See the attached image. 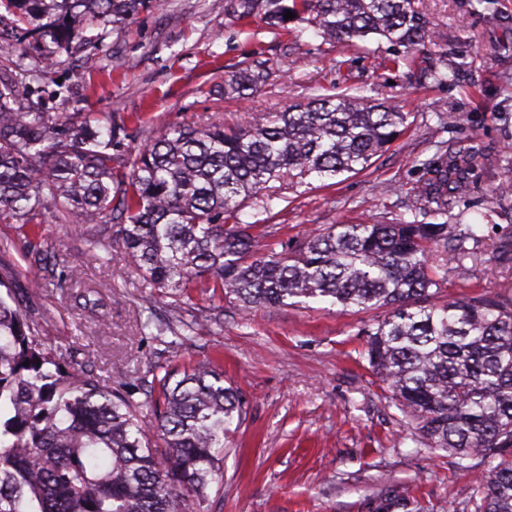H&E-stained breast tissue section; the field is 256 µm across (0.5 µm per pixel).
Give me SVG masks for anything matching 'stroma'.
<instances>
[{
	"label": "stroma",
	"instance_id": "1",
	"mask_svg": "<svg viewBox=\"0 0 512 512\" xmlns=\"http://www.w3.org/2000/svg\"><path fill=\"white\" fill-rule=\"evenodd\" d=\"M228 0H169L106 30L96 48L72 43L54 49L29 31L7 36L0 71L40 68L55 55L45 80L20 84L26 106L51 117L95 114L102 125L127 127L124 152L137 150L173 123L232 125L262 117L314 88L333 94L353 77L364 96L409 112L404 133L371 166L335 184L305 185L273 199L268 223L281 239L299 240L330 224L412 221L407 200L423 161L470 145L496 154L470 194L455 207L481 227L480 251L512 236V221L484 226L482 214L497 185L512 180V0H418L431 40L416 50L371 40L324 48L300 22L274 32L260 20L228 15ZM448 51L463 67L451 83L423 85L418 62L436 64ZM268 62L266 85L247 98L224 96V73L244 61ZM456 121H449V114ZM52 261L73 277L65 287L35 289L39 267L22 253L14 225L0 224V278L9 280L20 308L35 319L63 369L94 366L106 381L147 375L150 361L181 365L211 360L225 384L248 401L241 426L224 451L219 493L202 512H473L471 487L478 460L461 469L456 457L416 441L389 389L362 356L361 328L383 318L326 303L239 312L232 299L199 308L214 321L198 336L166 344L144 328L174 310L172 298L149 304L134 268L112 256L110 225L84 232L49 211L35 229ZM99 303L98 321L85 318V297ZM512 296V269L468 262L449 272L436 302Z\"/></svg>",
	"mask_w": 512,
	"mask_h": 512
}]
</instances>
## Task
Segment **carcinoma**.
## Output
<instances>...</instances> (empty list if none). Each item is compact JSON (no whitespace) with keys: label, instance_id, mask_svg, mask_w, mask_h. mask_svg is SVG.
Instances as JSON below:
<instances>
[{"label":"carcinoma","instance_id":"carcinoma-1","mask_svg":"<svg viewBox=\"0 0 512 512\" xmlns=\"http://www.w3.org/2000/svg\"><path fill=\"white\" fill-rule=\"evenodd\" d=\"M147 4L162 10L168 0H0V24L9 14L56 44H89L104 33L88 30L121 24ZM289 10L332 48L379 36L410 51L430 38L415 0L228 4L236 20L272 30L287 29ZM440 58L419 81L454 80L459 64ZM271 74L259 60L236 65L224 75V97L246 98ZM408 117L345 90L236 127L171 125L129 163L125 126L106 128L84 112L53 123L0 80V224L18 225L23 249L37 258L43 249L28 231L46 210L81 229L110 224L112 251L181 306L208 288L211 300L233 296L244 313L310 301L387 309L362 331L373 374L422 442L480 460L474 512H512V299L435 302L443 275L478 259L466 243L481 236L470 224L425 221L448 214L492 159L465 147L428 163L431 177L407 203L416 219L406 224H331L268 243L261 220L232 223L245 200L261 215L278 189L367 169ZM0 288V512H194L192 500L222 482L226 439L246 414L224 371L210 361L154 366L162 400L148 424L134 382L62 371L38 324L11 305L8 283L0 279Z\"/></svg>","mask_w":512,"mask_h":512}]
</instances>
